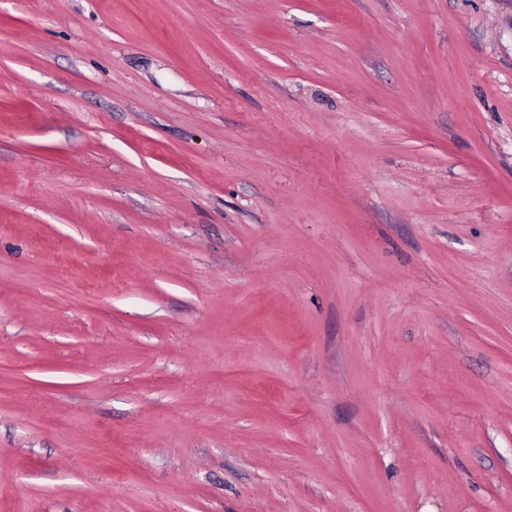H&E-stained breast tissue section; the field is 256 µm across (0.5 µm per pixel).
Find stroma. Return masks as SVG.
Here are the masks:
<instances>
[{
    "label": "stroma",
    "mask_w": 512,
    "mask_h": 512,
    "mask_svg": "<svg viewBox=\"0 0 512 512\" xmlns=\"http://www.w3.org/2000/svg\"><path fill=\"white\" fill-rule=\"evenodd\" d=\"M0 512H512V0H0Z\"/></svg>",
    "instance_id": "obj_1"
}]
</instances>
